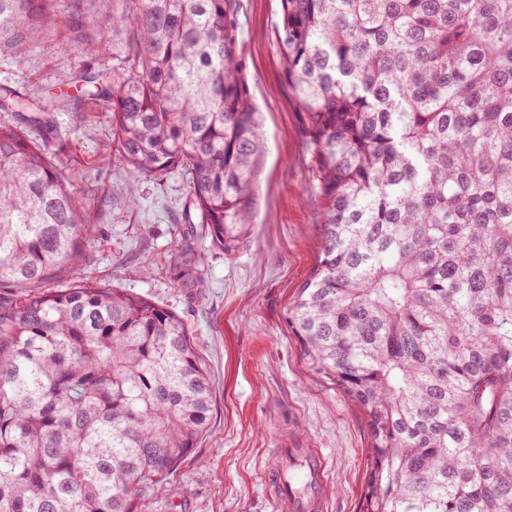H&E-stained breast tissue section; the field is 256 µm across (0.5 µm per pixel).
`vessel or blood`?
<instances>
[{
  "label": "vessel or blood",
  "mask_w": 512,
  "mask_h": 512,
  "mask_svg": "<svg viewBox=\"0 0 512 512\" xmlns=\"http://www.w3.org/2000/svg\"><path fill=\"white\" fill-rule=\"evenodd\" d=\"M331 479L332 467L321 449L298 445L277 449L267 472L274 512H321Z\"/></svg>",
  "instance_id": "1"
}]
</instances>
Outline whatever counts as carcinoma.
I'll use <instances>...</instances> for the list:
<instances>
[{
    "mask_svg": "<svg viewBox=\"0 0 512 512\" xmlns=\"http://www.w3.org/2000/svg\"><path fill=\"white\" fill-rule=\"evenodd\" d=\"M135 73L96 75L138 177L183 172L207 239L256 224L265 136L239 0H135ZM281 80L323 203L321 251L288 307L303 359L366 414L357 512H512V0H279ZM32 0H0L26 51ZM56 103L35 140L0 126V512H144L207 432L212 380L187 323L94 264L57 168Z\"/></svg>",
    "mask_w": 512,
    "mask_h": 512,
    "instance_id": "1",
    "label": "carcinoma"
}]
</instances>
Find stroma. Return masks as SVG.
Masks as SVG:
<instances>
[{
    "label": "stroma",
    "mask_w": 512,
    "mask_h": 512,
    "mask_svg": "<svg viewBox=\"0 0 512 512\" xmlns=\"http://www.w3.org/2000/svg\"><path fill=\"white\" fill-rule=\"evenodd\" d=\"M43 21L25 32L28 51L7 49L0 30V88L37 105L75 94L86 75L133 74L131 29L102 33L89 16H119L131 0H35ZM241 50L266 139L255 187L257 218L247 249L207 253L203 297L181 287L170 263L184 235L202 234L188 183L174 170L134 179L112 147L111 113L83 97L55 114L51 149L91 217L95 262L72 274L89 287L119 286L171 309L188 324L213 380L210 428L173 475L158 486L147 512H273L264 475L283 436L330 457L333 479L323 512H356L371 436L363 412L300 355L287 323L296 288L321 245V200L312 186L299 115L281 83L275 30L279 0H240ZM93 53H85V44ZM136 183L138 203L125 190Z\"/></svg>",
    "instance_id": "stroma-1"
}]
</instances>
